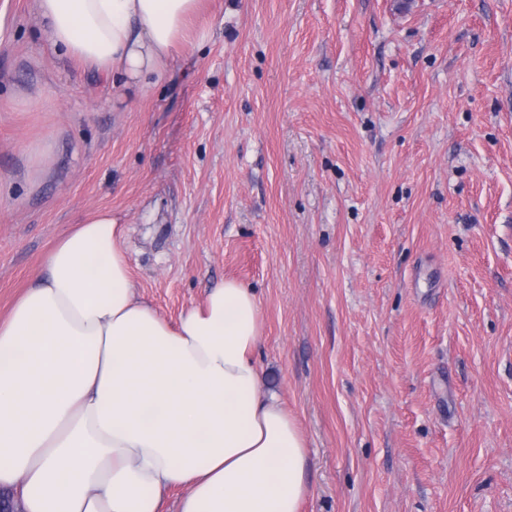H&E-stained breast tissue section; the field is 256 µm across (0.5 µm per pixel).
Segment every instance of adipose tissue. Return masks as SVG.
Listing matches in <instances>:
<instances>
[{"mask_svg":"<svg viewBox=\"0 0 512 512\" xmlns=\"http://www.w3.org/2000/svg\"><path fill=\"white\" fill-rule=\"evenodd\" d=\"M66 59L146 91L196 27L199 0H35ZM110 210L58 239L0 321V488L23 512H300L307 445L265 394L255 294L234 280L177 321L135 291Z\"/></svg>","mask_w":512,"mask_h":512,"instance_id":"adipose-tissue-1","label":"adipose tissue"}]
</instances>
